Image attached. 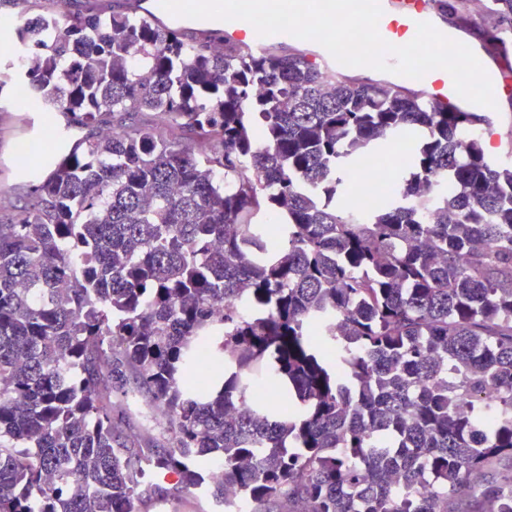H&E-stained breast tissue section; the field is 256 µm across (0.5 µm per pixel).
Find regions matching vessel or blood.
<instances>
[{
	"label": "vessel or blood",
	"instance_id": "obj_1",
	"mask_svg": "<svg viewBox=\"0 0 512 512\" xmlns=\"http://www.w3.org/2000/svg\"><path fill=\"white\" fill-rule=\"evenodd\" d=\"M382 15L378 22L381 37L391 45L402 46L409 43L417 33V26L427 22L450 38H457L456 30L448 26L447 15L441 12L431 0H379ZM226 38L240 42L246 49L255 53H269L273 50L292 46L303 50L323 70L336 73H349V66L337 62L319 43L304 40L287 33L269 36L258 35L255 28L243 20H230L224 24ZM475 55L487 72L494 94L512 92V69L502 58L493 56L487 49H476ZM400 82L406 88L432 101L453 106L462 111L474 110L475 105L461 96L454 88L448 72L434 69L422 78L401 77Z\"/></svg>",
	"mask_w": 512,
	"mask_h": 512
}]
</instances>
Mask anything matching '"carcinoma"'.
I'll use <instances>...</instances> for the list:
<instances>
[{
    "instance_id": "cac0c4a2",
    "label": "carcinoma",
    "mask_w": 512,
    "mask_h": 512,
    "mask_svg": "<svg viewBox=\"0 0 512 512\" xmlns=\"http://www.w3.org/2000/svg\"><path fill=\"white\" fill-rule=\"evenodd\" d=\"M23 2L0 97L64 125L0 217V512L202 491L227 512L229 488L256 512H512V162L474 133L489 113ZM484 15L505 43L512 0ZM397 140L361 217L354 176ZM114 392L164 408L167 442L120 431Z\"/></svg>"
}]
</instances>
